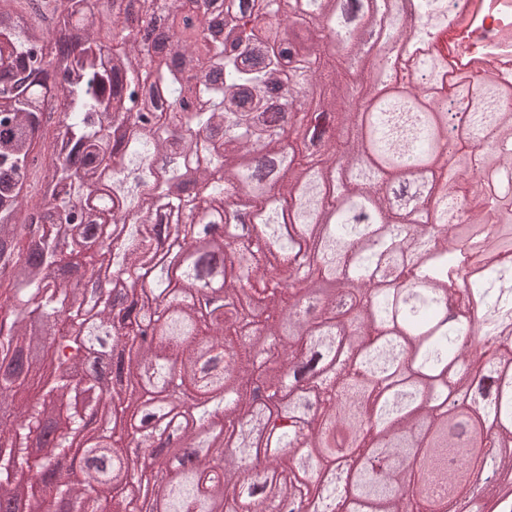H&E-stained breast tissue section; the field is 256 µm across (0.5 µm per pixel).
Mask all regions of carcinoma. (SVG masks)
<instances>
[{"instance_id": "1", "label": "carcinoma", "mask_w": 512, "mask_h": 512, "mask_svg": "<svg viewBox=\"0 0 512 512\" xmlns=\"http://www.w3.org/2000/svg\"><path fill=\"white\" fill-rule=\"evenodd\" d=\"M0 0V398L35 378L39 390L0 418V512H122L138 475L118 466L152 449V512H460L454 488L500 459L498 478L470 512H512V303L502 251L512 247V197L471 198L468 230L448 238L446 206L391 205L396 173L414 169L435 195L465 191L448 165V113L427 96L366 92L344 57L364 61L355 29L336 43L341 0ZM373 43L401 44L434 83L458 60L430 55L388 0H365ZM163 18L172 63L139 48ZM467 125L512 141V76L481 82ZM283 116L267 127L260 117ZM129 134L111 139L115 128ZM50 151L42 197L25 185L37 147ZM224 232L197 240L196 225ZM88 264L112 286L86 293L61 281ZM468 283L453 288L460 270ZM213 283L224 310L198 304ZM126 290L117 307L111 289ZM467 322L448 310L459 294ZM153 328L151 340L139 334ZM112 332V373L126 382L112 413L158 428L112 424V475L71 453L108 391L91 352ZM210 350L220 369L203 367ZM56 458L32 457L34 437L59 428ZM264 438L240 446L253 424ZM172 428L200 449L190 468L156 444ZM25 468L39 477L30 489ZM277 497L260 491L267 475Z\"/></svg>"}]
</instances>
